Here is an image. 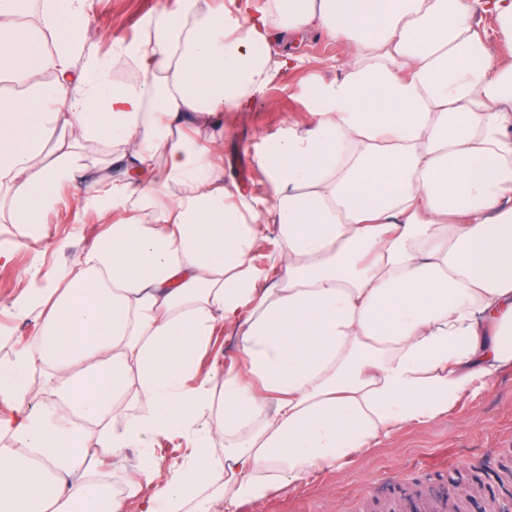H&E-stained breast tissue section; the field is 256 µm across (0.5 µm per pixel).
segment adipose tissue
I'll use <instances>...</instances> for the list:
<instances>
[{
    "instance_id": "obj_1",
    "label": "adipose tissue",
    "mask_w": 512,
    "mask_h": 512,
    "mask_svg": "<svg viewBox=\"0 0 512 512\" xmlns=\"http://www.w3.org/2000/svg\"><path fill=\"white\" fill-rule=\"evenodd\" d=\"M231 2L80 67L88 0H0V223L40 239L71 188L104 226L11 304L40 330L0 357V512H236L512 370V63L472 21L512 44V0ZM313 25L336 79L263 139L266 195L230 188L225 113ZM160 437L191 440L180 477L146 455L115 493Z\"/></svg>"
}]
</instances>
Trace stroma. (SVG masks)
I'll return each instance as SVG.
<instances>
[{
  "label": "stroma",
  "instance_id": "obj_1",
  "mask_svg": "<svg viewBox=\"0 0 512 512\" xmlns=\"http://www.w3.org/2000/svg\"><path fill=\"white\" fill-rule=\"evenodd\" d=\"M160 0H89L93 31L86 54L104 59L121 43L137 39L144 20ZM299 66L277 73L252 112L224 115L221 161L224 179L248 192L258 191L262 175L253 164L263 138L280 133L285 119L305 116V91L311 81L335 77L341 48L318 28L296 47ZM102 227L93 214L82 212L71 193L49 214L45 236L22 242L21 227L0 224V248L13 252L0 266V336L29 337L38 332L30 320L12 316L10 304L18 292L20 274L40 283L57 267L69 264L90 247ZM488 470L512 467V371L475 398L458 405L436 424L408 428L367 458L344 464L323 481L272 492L267 498L243 503L237 512H373L389 496L381 485L390 472L414 480L431 477L430 464L442 456Z\"/></svg>",
  "mask_w": 512,
  "mask_h": 512
}]
</instances>
